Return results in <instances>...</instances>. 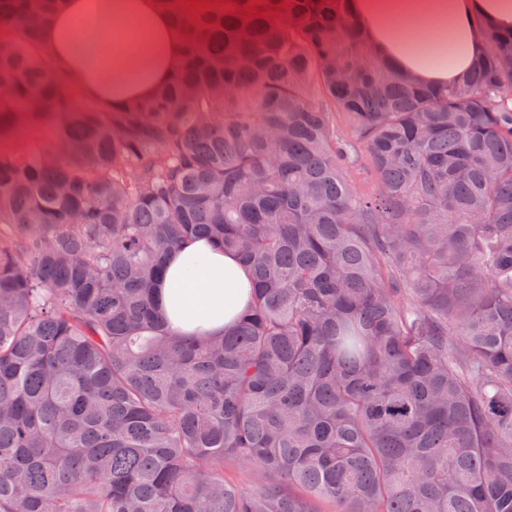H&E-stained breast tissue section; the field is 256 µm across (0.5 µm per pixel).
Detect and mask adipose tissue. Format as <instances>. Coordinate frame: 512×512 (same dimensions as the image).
Returning <instances> with one entry per match:
<instances>
[{"mask_svg":"<svg viewBox=\"0 0 512 512\" xmlns=\"http://www.w3.org/2000/svg\"><path fill=\"white\" fill-rule=\"evenodd\" d=\"M374 50L423 84L453 83L485 51L487 27L512 31V0H350ZM158 0H64L43 27L54 64L104 107L147 98L182 52ZM159 308L181 333L219 335L246 310L250 280L211 241L185 242L166 259Z\"/></svg>","mask_w":512,"mask_h":512,"instance_id":"adipose-tissue-1","label":"adipose tissue"}]
</instances>
